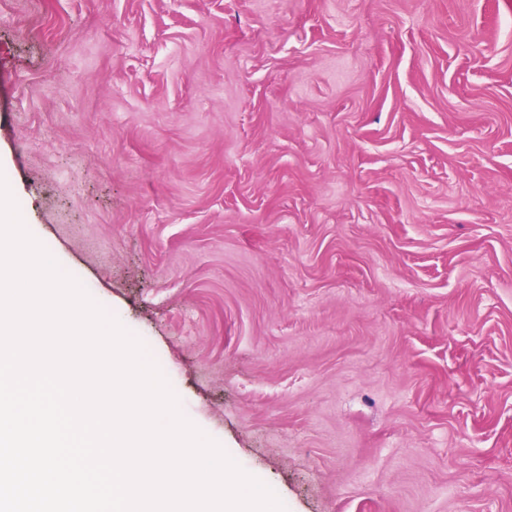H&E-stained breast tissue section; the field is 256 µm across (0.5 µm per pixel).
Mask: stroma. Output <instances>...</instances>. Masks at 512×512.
Here are the masks:
<instances>
[{
  "label": "stroma",
  "mask_w": 512,
  "mask_h": 512,
  "mask_svg": "<svg viewBox=\"0 0 512 512\" xmlns=\"http://www.w3.org/2000/svg\"><path fill=\"white\" fill-rule=\"evenodd\" d=\"M0 165L287 512H512V0H0Z\"/></svg>",
  "instance_id": "obj_1"
}]
</instances>
